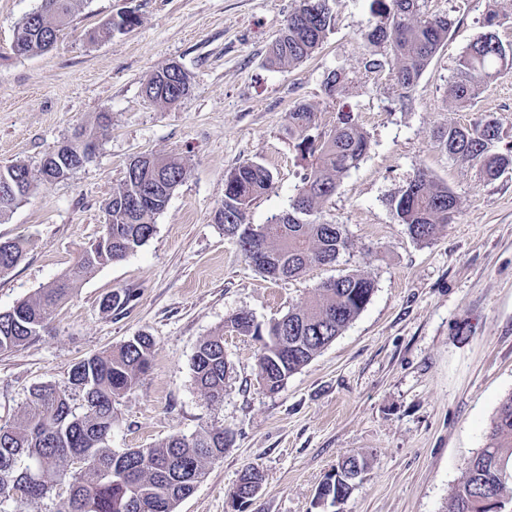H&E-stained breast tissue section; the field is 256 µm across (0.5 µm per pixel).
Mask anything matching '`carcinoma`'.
<instances>
[{
	"instance_id": "1",
	"label": "carcinoma",
	"mask_w": 512,
	"mask_h": 512,
	"mask_svg": "<svg viewBox=\"0 0 512 512\" xmlns=\"http://www.w3.org/2000/svg\"><path fill=\"white\" fill-rule=\"evenodd\" d=\"M39 2L18 24L14 51L20 56L48 50L72 22L75 0ZM372 5L376 21L363 38L372 46L390 43L395 79L408 90L443 45L451 22L425 13L420 0H372ZM500 23L499 13L489 10L485 32L458 61L448 94L461 107L474 104L490 82L512 70V46L504 45L496 34ZM332 26L329 0H300L272 42L270 59L288 66L303 62L320 48ZM145 93L155 102L172 105L190 93L189 77L169 66L150 76ZM288 137L295 140L301 159L310 160L289 210L258 229L247 224L248 210L270 188L272 175L259 163L245 162L226 176L224 203L214 216L226 235L238 238L249 232L254 246L272 263H258L251 249L241 244L242 255L274 281L297 277L313 264L334 263L350 249L342 225L318 222L312 216L369 146L352 113L339 111L334 129L320 132L316 111L307 103L288 112ZM499 138L496 120L487 115L473 125L448 124L439 131L438 144L450 156L480 163L484 175L495 179L512 165V155L491 152ZM185 175L186 165L178 157L144 154L132 160L105 204L102 239L86 247L79 261L59 278L11 311L0 313V352L22 347L48 329L53 312L88 274L146 244L155 232L156 218ZM66 177L65 167L56 164L42 165L36 174L22 163L1 166L0 219L27 202L37 182ZM389 205L413 239L427 242L440 226L453 220L456 199L448 187L422 170L389 199ZM23 253L21 241H0V273L13 268ZM374 289L369 277L348 273L321 282L306 306L265 326L244 316L232 317L238 334L260 343L258 375L265 389L279 391L293 373L340 336L368 305ZM133 297L130 289L114 292L105 299L104 308L120 310ZM154 347L151 336L139 334L74 363L64 384L46 383L30 392L17 422L0 425V512H29L65 480L70 487L67 512H175L177 504L194 492L206 463L223 456L230 444L224 430L208 427L190 437L173 435L149 448L121 453L109 446L114 405L150 369ZM192 370L206 399L222 402L229 373L224 330L199 344ZM77 462L80 466L67 472V465ZM511 462L512 395L498 408L489 446L466 463L445 512H486L485 503L511 499ZM366 466V458L356 455L338 463L343 494H350L354 475Z\"/></svg>"
}]
</instances>
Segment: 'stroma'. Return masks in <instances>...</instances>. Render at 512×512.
<instances>
[{"instance_id":"obj_1","label":"stroma","mask_w":512,"mask_h":512,"mask_svg":"<svg viewBox=\"0 0 512 512\" xmlns=\"http://www.w3.org/2000/svg\"><path fill=\"white\" fill-rule=\"evenodd\" d=\"M370 4L331 0L334 23L322 47L288 67L272 63L268 50L298 0H79L56 46L34 57L11 45L38 0H0V165L39 169L75 128L109 116L90 163L40 184L0 221V241L25 244L18 264L0 274V312L67 271L102 235L104 205L131 159L175 155L187 167L145 245L81 281L49 330L0 352V424L17 420L34 387L63 384L75 362L144 333L155 341L152 365L115 405L111 448H147L204 427L233 438L176 512H233L230 494L250 464L263 483L249 512H322L317 492L349 455L368 467L343 512H444L512 395V167L486 178L475 162L449 158L436 135L444 124L489 115L500 128L494 152L512 153V71L469 109L448 96L489 8L504 15L496 33L512 45V0H424L425 12L452 27L407 92L394 80L390 45L363 39L374 21ZM123 12L138 25L91 40ZM372 59L380 68L369 67ZM174 64L190 77L189 95L173 106L149 100L148 78ZM333 71L343 80L331 96L325 79ZM300 102L316 107L323 132L349 104L369 148L317 215L343 225L350 250L273 281L213 217L226 175L245 162L273 174L250 224L288 211L304 163L285 128ZM422 170L457 200L453 221L427 243L412 239L388 205ZM351 272L374 281L370 303L277 393L267 392L258 343L227 329L228 319L246 311L269 323L304 306L322 281ZM125 288L134 300L104 310L106 296ZM218 330L231 370L223 402L213 404L191 364Z\"/></svg>"}]
</instances>
